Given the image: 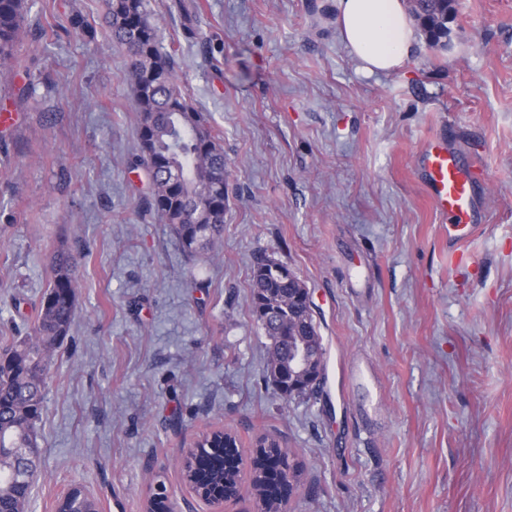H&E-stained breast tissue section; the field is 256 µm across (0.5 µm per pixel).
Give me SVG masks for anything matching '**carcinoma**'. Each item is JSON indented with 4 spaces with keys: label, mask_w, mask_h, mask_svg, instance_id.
Returning <instances> with one entry per match:
<instances>
[{
    "label": "carcinoma",
    "mask_w": 512,
    "mask_h": 512,
    "mask_svg": "<svg viewBox=\"0 0 512 512\" xmlns=\"http://www.w3.org/2000/svg\"><path fill=\"white\" fill-rule=\"evenodd\" d=\"M105 20L113 42L125 49V75L132 88L131 111L135 114L138 153L129 164L146 172L152 182L147 207L167 225L190 256L207 251L224 233L226 191L215 189L217 174L224 171V148L220 135L203 114L189 102L177 82L176 51L165 50L160 28L150 20L148 0H105ZM28 0H0V63L14 57L23 32ZM454 6L448 0H427L415 19L428 43L447 46L448 23ZM53 275L40 304L32 333L5 340L0 345V512H25L31 486L16 480L9 461L13 448L36 445L43 391L55 349L68 336L78 288L75 258L57 251L50 259ZM271 259L258 261L251 271L253 312L280 310L279 320L264 325L271 340L267 371L274 373L283 356L278 336L281 326L294 323L290 336L314 332L310 318L294 310L288 282L274 275ZM237 443L229 432H214L212 448L201 458L202 466L187 479L194 481L197 495L222 486L238 494L236 467L224 439ZM253 458L251 484L261 512H279V488L267 476L276 456L288 457L279 438L267 433Z\"/></svg>",
    "instance_id": "cac0c4a2"
}]
</instances>
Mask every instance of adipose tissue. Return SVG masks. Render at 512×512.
<instances>
[{"label": "adipose tissue", "instance_id": "adipose-tissue-1", "mask_svg": "<svg viewBox=\"0 0 512 512\" xmlns=\"http://www.w3.org/2000/svg\"><path fill=\"white\" fill-rule=\"evenodd\" d=\"M336 31L367 72L401 67L418 45L407 0H335Z\"/></svg>", "mask_w": 512, "mask_h": 512}]
</instances>
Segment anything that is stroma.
Listing matches in <instances>:
<instances>
[{
  "mask_svg": "<svg viewBox=\"0 0 512 512\" xmlns=\"http://www.w3.org/2000/svg\"><path fill=\"white\" fill-rule=\"evenodd\" d=\"M0 106V337L31 332L54 252L75 319L50 363L26 512L72 485L98 512H260L250 478L217 507L182 451L276 433L299 470L288 512H512V0H457L447 47L365 74L331 0H149L181 87L222 135L215 253L187 256L145 209L124 54L104 0H29ZM82 25H74V17ZM26 86L25 97L16 89ZM445 134L486 207L453 258L415 160ZM310 293L324 371L280 395L252 312L257 257Z\"/></svg>",
  "mask_w": 512,
  "mask_h": 512,
  "instance_id": "stroma-1",
  "label": "stroma"
}]
</instances>
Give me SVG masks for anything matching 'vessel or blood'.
Listing matches in <instances>:
<instances>
[{"instance_id": "vessel-or-blood-1", "label": "vessel or blood", "mask_w": 512, "mask_h": 512, "mask_svg": "<svg viewBox=\"0 0 512 512\" xmlns=\"http://www.w3.org/2000/svg\"><path fill=\"white\" fill-rule=\"evenodd\" d=\"M430 199L442 223L448 226V241L465 240L476 226L480 212L476 175L443 137L430 138L416 159Z\"/></svg>"}]
</instances>
